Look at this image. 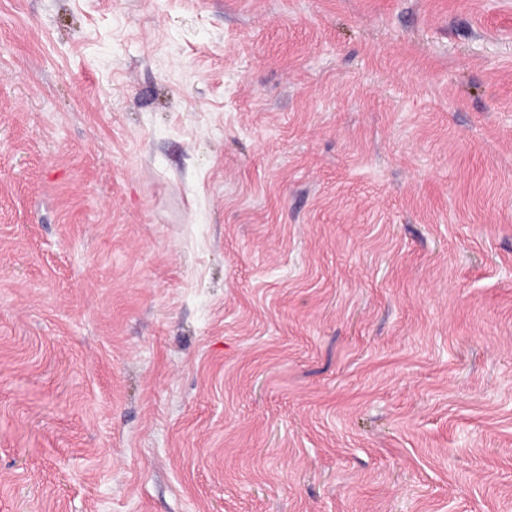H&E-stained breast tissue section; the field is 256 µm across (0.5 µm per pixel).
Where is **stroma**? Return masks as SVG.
Returning a JSON list of instances; mask_svg holds the SVG:
<instances>
[{"instance_id": "obj_1", "label": "stroma", "mask_w": 512, "mask_h": 512, "mask_svg": "<svg viewBox=\"0 0 512 512\" xmlns=\"http://www.w3.org/2000/svg\"><path fill=\"white\" fill-rule=\"evenodd\" d=\"M0 512H512V0H0Z\"/></svg>"}]
</instances>
